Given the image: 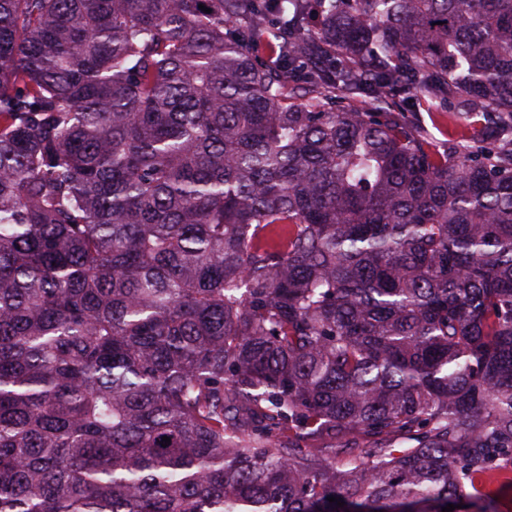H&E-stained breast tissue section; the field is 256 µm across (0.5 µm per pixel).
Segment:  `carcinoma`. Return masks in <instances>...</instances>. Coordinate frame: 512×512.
<instances>
[{"label":"carcinoma","instance_id":"1","mask_svg":"<svg viewBox=\"0 0 512 512\" xmlns=\"http://www.w3.org/2000/svg\"><path fill=\"white\" fill-rule=\"evenodd\" d=\"M310 2L0 0V512H494L512 0ZM415 110H417V106L414 104L410 107V111ZM410 111L405 112V115L416 123L421 134L436 148L442 149L450 139L461 140L459 145H463L464 148L468 147L473 151L483 149L489 143V140L462 141V139L467 140L472 131L464 128L465 126L459 121L458 125H455L445 112H427L423 109L420 112ZM463 146H461V149H463Z\"/></svg>","mask_w":512,"mask_h":512}]
</instances>
